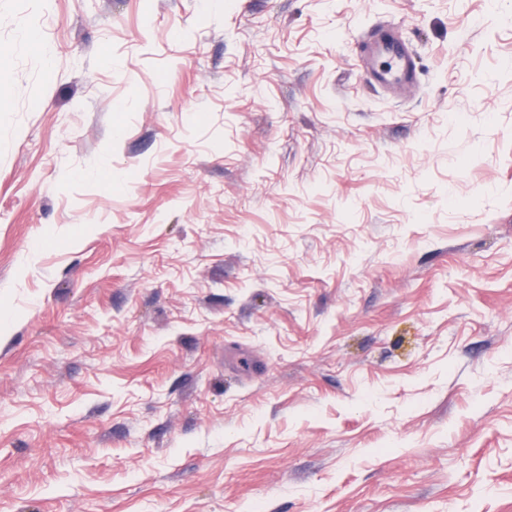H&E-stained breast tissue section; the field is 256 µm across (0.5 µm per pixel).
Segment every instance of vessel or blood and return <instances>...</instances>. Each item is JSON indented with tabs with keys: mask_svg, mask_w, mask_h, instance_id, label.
<instances>
[{
	"mask_svg": "<svg viewBox=\"0 0 512 512\" xmlns=\"http://www.w3.org/2000/svg\"><path fill=\"white\" fill-rule=\"evenodd\" d=\"M373 81L383 88L405 90L417 81V65L407 47L388 29L375 31L368 44Z\"/></svg>",
	"mask_w": 512,
	"mask_h": 512,
	"instance_id": "b4317fda",
	"label": "vessel or blood"
}]
</instances>
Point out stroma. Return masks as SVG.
<instances>
[{"mask_svg": "<svg viewBox=\"0 0 512 512\" xmlns=\"http://www.w3.org/2000/svg\"><path fill=\"white\" fill-rule=\"evenodd\" d=\"M0 308V512H512V0H0ZM372 80L384 89L406 90L417 81V65L407 47L389 29L375 31L368 44Z\"/></svg>", "mask_w": 512, "mask_h": 512, "instance_id": "stroma-1", "label": "stroma"}]
</instances>
